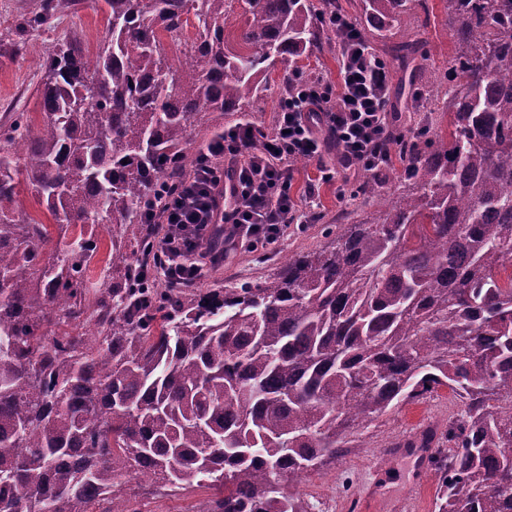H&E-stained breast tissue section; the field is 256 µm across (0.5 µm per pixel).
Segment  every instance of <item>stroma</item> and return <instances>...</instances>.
<instances>
[{
  "mask_svg": "<svg viewBox=\"0 0 512 512\" xmlns=\"http://www.w3.org/2000/svg\"><path fill=\"white\" fill-rule=\"evenodd\" d=\"M445 0H427L426 9H414L401 17L394 28L398 41L420 38L432 48L429 67L435 73L448 68L454 54V43L445 24ZM106 26L100 0H83L76 12L52 20L37 35L34 48L22 55L0 53V126L10 121L12 113H28L33 124H41L43 114L38 103L41 79V47L79 34L89 50H96ZM389 110L398 112L400 127L421 142L428 141L429 127H437L441 137L451 131L446 109V88L434 86L428 107H421L411 96L413 81L409 71L393 68ZM288 76V67L276 64L262 82V89L247 112H228L214 115L209 127L193 130L189 136L192 146L206 142L213 134L241 121H251L263 130H272L278 109L280 89ZM291 193L300 206L316 202L322 215L320 223L306 225L305 229L289 228L276 253L242 250L228 258L224 265L209 271L200 283L201 291L226 287L235 282L259 284L273 278L293 254L323 245L334 225L349 224L376 212L377 201L360 203L354 191L359 177L348 183L339 180L323 181L315 163L293 162ZM455 407L447 398L436 403H413L399 411L380 417L362 438V447L352 449L345 457L312 471L302 484L292 486L308 506V512H341L344 503L361 496L368 488H375L382 500L409 499L414 495L412 484L420 476L412 459L391 458L385 470H377L381 455L376 442L388 433L405 435L414 428L431 423H445ZM429 487H436L434 474H427Z\"/></svg>",
  "mask_w": 512,
  "mask_h": 512,
  "instance_id": "stroma-1",
  "label": "stroma"
}]
</instances>
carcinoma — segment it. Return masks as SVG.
Here are the masks:
<instances>
[{
    "label": "carcinoma",
    "instance_id": "cac0c4a2",
    "mask_svg": "<svg viewBox=\"0 0 512 512\" xmlns=\"http://www.w3.org/2000/svg\"><path fill=\"white\" fill-rule=\"evenodd\" d=\"M91 52L71 36L41 64L40 126L0 139V512H141L128 483L212 496L201 512H306L282 487L358 448L371 423L446 388L437 512H512V0H446L450 139L391 142L402 191L336 225L260 285L197 292L131 286L143 210L187 165L188 130L242 112L259 75L322 43L312 0H103ZM426 0H362L374 33ZM239 4L238 50L224 24ZM80 0H40L0 36L33 33ZM195 19L178 61L169 52ZM394 59L426 81L420 39ZM25 170L59 228L109 229L108 270L79 234L18 217ZM381 196L373 178L354 197ZM114 224L124 228L117 231Z\"/></svg>",
    "mask_w": 512,
    "mask_h": 512
}]
</instances>
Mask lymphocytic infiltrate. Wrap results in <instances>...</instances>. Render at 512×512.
<instances>
[{
	"label": "lymphocytic infiltrate",
	"instance_id": "f902f5d3",
	"mask_svg": "<svg viewBox=\"0 0 512 512\" xmlns=\"http://www.w3.org/2000/svg\"><path fill=\"white\" fill-rule=\"evenodd\" d=\"M319 20L343 37L337 81L295 78L272 132L245 122L209 141L166 195L163 212L145 207V223L165 230L153 238L154 260L139 266L136 284L160 276L170 286H196L239 247L269 250L291 225L318 223L319 212L300 210L290 192V162L320 164L331 154L345 180L355 171L378 176L388 166L389 70L353 17L336 8Z\"/></svg>",
	"mask_w": 512,
	"mask_h": 512
}]
</instances>
